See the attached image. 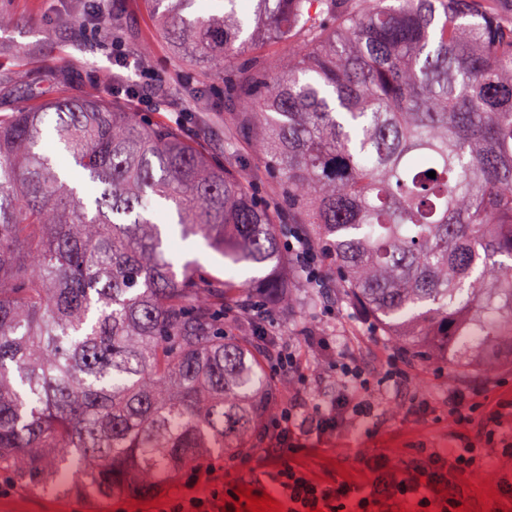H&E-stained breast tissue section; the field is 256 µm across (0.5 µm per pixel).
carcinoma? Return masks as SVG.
Returning <instances> with one entry per match:
<instances>
[{"label": "carcinoma", "instance_id": "1", "mask_svg": "<svg viewBox=\"0 0 512 512\" xmlns=\"http://www.w3.org/2000/svg\"><path fill=\"white\" fill-rule=\"evenodd\" d=\"M145 2L198 67L166 96L172 111L213 127L197 76H247L240 118L275 201L232 152L114 105L129 83L110 99L57 86L0 116V473L33 487L78 473L134 504L163 474L250 449L277 403L260 337L241 331L267 303L296 305L280 224L412 356L487 372L512 356V0H224L221 15ZM265 41L290 47L276 75L258 67ZM11 84L32 89L31 71ZM166 210L182 238L263 275L180 261Z\"/></svg>", "mask_w": 512, "mask_h": 512}]
</instances>
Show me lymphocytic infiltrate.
<instances>
[{
  "label": "lymphocytic infiltrate",
  "instance_id": "obj_1",
  "mask_svg": "<svg viewBox=\"0 0 512 512\" xmlns=\"http://www.w3.org/2000/svg\"><path fill=\"white\" fill-rule=\"evenodd\" d=\"M341 392L326 403H312L295 394L281 404L260 430L266 443L263 468L269 496L285 512H455L464 506V487L485 460V444L495 441L512 449V401L502 402L484 416L479 432L470 436L475 394L455 391L448 397V417L458 425L444 448L429 449L406 466L383 455L358 454L360 469L344 478L319 479L304 463L307 456L336 434L370 414L376 399L359 364H336ZM234 461L223 473H190L182 491L156 495L146 512H235L238 495L225 483ZM204 492H197V485Z\"/></svg>",
  "mask_w": 512,
  "mask_h": 512
}]
</instances>
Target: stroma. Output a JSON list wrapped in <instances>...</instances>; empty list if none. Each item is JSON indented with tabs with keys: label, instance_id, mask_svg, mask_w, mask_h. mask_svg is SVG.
Returning <instances> with one entry per match:
<instances>
[{
	"label": "stroma",
	"instance_id": "obj_1",
	"mask_svg": "<svg viewBox=\"0 0 512 512\" xmlns=\"http://www.w3.org/2000/svg\"><path fill=\"white\" fill-rule=\"evenodd\" d=\"M103 11H114L122 30L135 38L140 51L137 66L120 69L108 51L102 50L92 31L76 39L75 13L69 0H0V14L11 16L10 27L0 30V115L48 98L53 86L68 82L73 93L96 94L101 90L96 77L101 73L133 76L135 69L154 71L158 83L177 92L186 66L173 57L157 29V22L144 0H101ZM23 63L37 76L34 91H12L8 76L15 64ZM241 169L251 179L258 198L272 197L271 180L263 176L262 154L248 128H241L234 140ZM316 268L323 287L317 304L306 301L309 280L299 278L295 261L281 266L280 276L299 303L289 310L268 308L264 318L278 339L297 344L298 361L305 382L281 376L271 383L279 400L290 398L298 386L313 396L331 397L341 386L334 362L354 358L364 369L375 392L378 408L360 426L345 428L326 450L307 458L306 465L319 478L342 476L356 465L359 449L382 453L399 465H406L424 448H444L453 428L448 423V394L458 388L478 392L481 420L484 408L499 400H512V364L504 363L493 373L441 359H417L404 354L398 343L382 335L365 313L350 305L336 288L325 260ZM325 336L326 346L311 349L303 343L308 330ZM127 501L118 495L86 497L76 485L64 491L45 489L32 493L14 485L0 489V512H129Z\"/></svg>",
	"mask_w": 512,
	"mask_h": 512
}]
</instances>
